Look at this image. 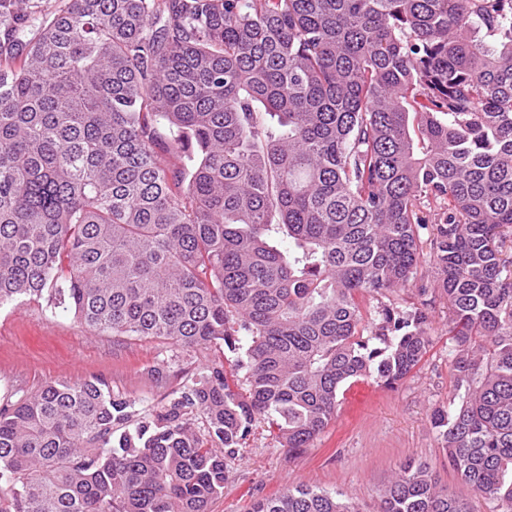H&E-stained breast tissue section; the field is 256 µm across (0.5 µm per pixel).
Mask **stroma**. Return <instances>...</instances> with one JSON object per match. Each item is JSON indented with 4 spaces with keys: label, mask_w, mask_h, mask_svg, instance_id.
Instances as JSON below:
<instances>
[{
    "label": "stroma",
    "mask_w": 512,
    "mask_h": 512,
    "mask_svg": "<svg viewBox=\"0 0 512 512\" xmlns=\"http://www.w3.org/2000/svg\"><path fill=\"white\" fill-rule=\"evenodd\" d=\"M433 344L412 374L392 387L362 377L340 392L336 417L296 455L288 454L266 425L256 424L231 462L223 494L210 512H251L253 504L291 486L348 495L362 512H376L381 490L400 464H429L449 495L471 512H496L448 465L432 413L454 395L448 361V305L435 298ZM219 346L174 348L153 339L99 334L72 312L50 310L46 299L0 308V400L8 392L29 395L58 380L98 377L114 392L156 409L187 373L203 364L234 360Z\"/></svg>",
    "instance_id": "1"
}]
</instances>
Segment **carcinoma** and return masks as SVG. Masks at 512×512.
Returning <instances> with one entry per match:
<instances>
[{"instance_id":"obj_1","label":"carcinoma","mask_w":512,"mask_h":512,"mask_svg":"<svg viewBox=\"0 0 512 512\" xmlns=\"http://www.w3.org/2000/svg\"><path fill=\"white\" fill-rule=\"evenodd\" d=\"M0 35V307L238 354L158 411L99 378L7 400L0 512H209L256 423L308 447L346 382L432 345L393 299L427 227L456 372L433 425L512 512V0H0ZM251 512L361 510L296 486ZM377 512L470 510L408 463Z\"/></svg>"}]
</instances>
